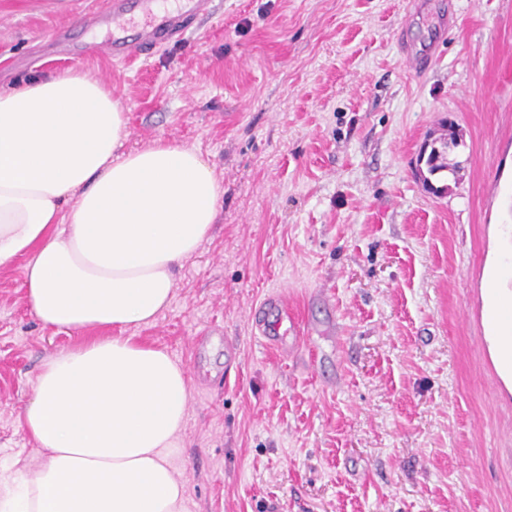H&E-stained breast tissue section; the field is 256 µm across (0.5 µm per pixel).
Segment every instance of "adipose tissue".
I'll list each match as a JSON object with an SVG mask.
<instances>
[{
    "instance_id": "ef3b65f1",
    "label": "adipose tissue",
    "mask_w": 512,
    "mask_h": 512,
    "mask_svg": "<svg viewBox=\"0 0 512 512\" xmlns=\"http://www.w3.org/2000/svg\"><path fill=\"white\" fill-rule=\"evenodd\" d=\"M126 135L119 100L81 71L0 92V267L25 259L44 328L95 331L43 363L22 414L39 460L0 464V512H190L174 462L191 379L126 331L168 308L224 189L199 152H124ZM488 238L484 340L512 390V225Z\"/></svg>"
}]
</instances>
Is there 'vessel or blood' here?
<instances>
[{
    "instance_id": "obj_1",
    "label": "vessel or blood",
    "mask_w": 512,
    "mask_h": 512,
    "mask_svg": "<svg viewBox=\"0 0 512 512\" xmlns=\"http://www.w3.org/2000/svg\"><path fill=\"white\" fill-rule=\"evenodd\" d=\"M211 0H105L103 7L86 17L89 27H108L112 41L102 49V56L128 61L181 40L207 11ZM277 313L264 323L263 331L270 342L285 348L284 324L294 318L286 306L271 302Z\"/></svg>"
}]
</instances>
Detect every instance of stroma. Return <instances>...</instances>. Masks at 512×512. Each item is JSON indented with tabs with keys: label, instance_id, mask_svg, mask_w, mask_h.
<instances>
[{
	"label": "stroma",
	"instance_id": "1",
	"mask_svg": "<svg viewBox=\"0 0 512 512\" xmlns=\"http://www.w3.org/2000/svg\"><path fill=\"white\" fill-rule=\"evenodd\" d=\"M98 2L0 0V91L81 70L120 100L123 150L162 138L222 175L169 307L128 330L191 377V512H512V393L481 314L488 227L512 222V0H214L140 59L25 67L62 27L104 42ZM446 121L460 171L436 196L419 155ZM23 266L0 268L2 462L36 458L33 381L84 339L30 314ZM272 296L307 330L286 357L255 325Z\"/></svg>",
	"mask_w": 512,
	"mask_h": 512
}]
</instances>
